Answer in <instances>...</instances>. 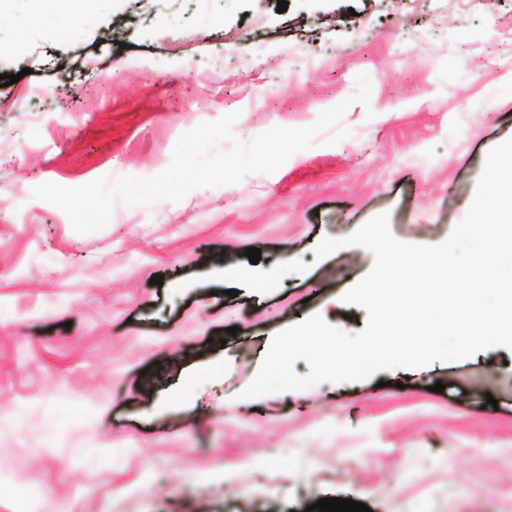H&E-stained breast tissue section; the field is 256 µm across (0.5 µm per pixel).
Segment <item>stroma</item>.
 Instances as JSON below:
<instances>
[{"mask_svg": "<svg viewBox=\"0 0 512 512\" xmlns=\"http://www.w3.org/2000/svg\"><path fill=\"white\" fill-rule=\"evenodd\" d=\"M0 0V512H512V351L354 383L241 398L272 338L320 314L373 264L341 239L390 214L399 240L443 242L491 147L512 137V0ZM371 83L350 137L270 175L180 202L116 204L73 231L32 198L53 182L147 177L177 139L239 112L244 141L305 127ZM286 254L272 293L193 276ZM163 275L162 285L151 284ZM237 327L229 336V327ZM150 383H143V374ZM444 392H433L435 383Z\"/></svg>", "mask_w": 512, "mask_h": 512, "instance_id": "35a3bbf8", "label": "stroma"}]
</instances>
